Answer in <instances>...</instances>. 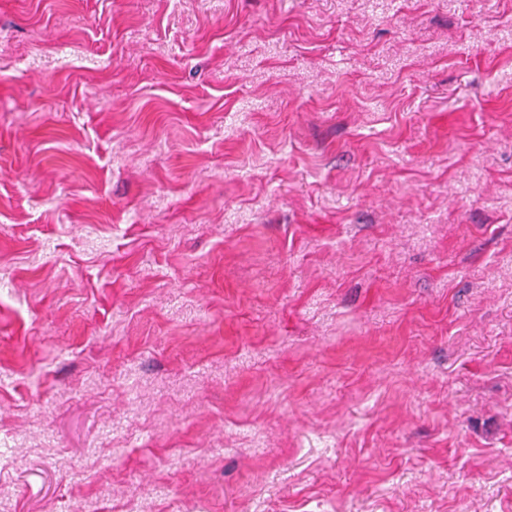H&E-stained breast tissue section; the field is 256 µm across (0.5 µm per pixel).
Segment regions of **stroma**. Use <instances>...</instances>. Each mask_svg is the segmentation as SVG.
Wrapping results in <instances>:
<instances>
[{"mask_svg": "<svg viewBox=\"0 0 512 512\" xmlns=\"http://www.w3.org/2000/svg\"><path fill=\"white\" fill-rule=\"evenodd\" d=\"M0 512H512V0H0Z\"/></svg>", "mask_w": 512, "mask_h": 512, "instance_id": "35a3bbf8", "label": "stroma"}]
</instances>
